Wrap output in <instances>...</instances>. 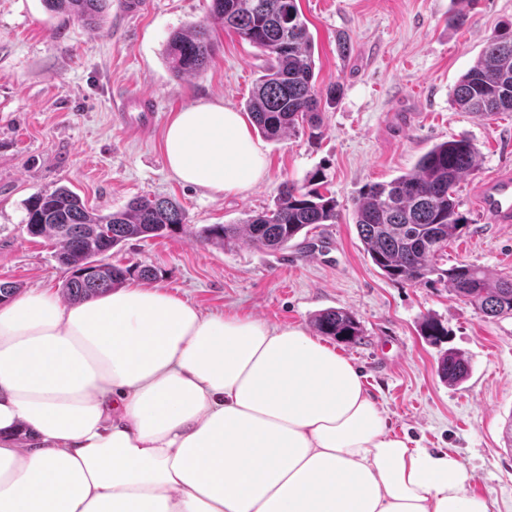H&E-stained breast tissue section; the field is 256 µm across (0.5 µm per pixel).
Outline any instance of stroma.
I'll list each match as a JSON object with an SVG mask.
<instances>
[{
    "label": "stroma",
    "instance_id": "obj_1",
    "mask_svg": "<svg viewBox=\"0 0 512 512\" xmlns=\"http://www.w3.org/2000/svg\"><path fill=\"white\" fill-rule=\"evenodd\" d=\"M149 2L137 16L112 7L90 30L49 11L44 0H0V283L58 295L70 276L52 241L26 230L24 203L34 194L65 185L103 215L137 197L165 196L181 204L189 224H231L263 211L283 181L300 184L322 169L339 218L314 226L307 246L228 251L176 233L128 240L105 259L154 267L158 287L206 313L307 329L321 310L353 312L360 343H325L351 360L392 429L420 447L453 451L491 512H512V447L503 435L512 416V316L484 319L444 286L388 279L364 253L354 219L365 185L390 181L435 144L467 136L480 163L457 187L469 223L444 263L512 273V224L486 223L477 206L482 182L512 170V112L477 116L450 103L488 37L512 24V0H298L314 40L321 133L264 141L263 182L224 196L170 175L164 124L200 101L244 111L262 61L254 47L219 30L206 70L175 77L167 39L209 16L212 2ZM461 9L466 24L449 26ZM130 90L157 104L160 122L149 131L112 119L114 95ZM426 317L447 329L441 342L421 336ZM449 350L470 363L467 380L456 386L437 374Z\"/></svg>",
    "mask_w": 512,
    "mask_h": 512
}]
</instances>
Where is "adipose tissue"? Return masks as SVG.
<instances>
[{
    "label": "adipose tissue",
    "instance_id": "obj_1",
    "mask_svg": "<svg viewBox=\"0 0 512 512\" xmlns=\"http://www.w3.org/2000/svg\"><path fill=\"white\" fill-rule=\"evenodd\" d=\"M162 150L214 194L266 175L248 118L220 102L173 113ZM473 479L395 434L302 327L147 286L0 307V512H490Z\"/></svg>",
    "mask_w": 512,
    "mask_h": 512
}]
</instances>
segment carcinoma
<instances>
[{
    "label": "carcinoma",
    "instance_id": "carcinoma-1",
    "mask_svg": "<svg viewBox=\"0 0 512 512\" xmlns=\"http://www.w3.org/2000/svg\"><path fill=\"white\" fill-rule=\"evenodd\" d=\"M48 8L86 27L104 20L112 0H45ZM298 0H212L210 17L172 34L166 46L169 69L178 77L201 74L215 51L211 29L231 30L258 50L264 60L261 76L252 89L247 110L258 131L279 141L306 125L320 128V100L315 89L312 37L297 5ZM451 104L462 112H512V27L490 39L473 65L460 77ZM478 169V150L462 136L434 145L414 169L386 183L366 187L354 202L355 224L364 251L391 280L410 285L442 284L483 318L512 315V276L493 277L466 263L443 267L448 242L458 238L469 223L459 211L455 188ZM325 175L311 173L305 184L285 182L273 207L247 216L237 224L189 227L176 201L141 198L107 215L88 210L80 196L66 187L37 193L25 202L26 228L34 237L56 242L57 261L71 271L62 287L64 297L78 303L121 287L137 278L150 282L157 272L148 266L110 265L106 274L90 279L85 266L132 238H164L187 231L204 242L232 249L241 242L276 252L313 224H334L339 214L336 199L321 192ZM82 228L73 234L69 226ZM315 331L346 343H357L362 327L346 309L326 310L313 320ZM421 335L438 343L448 334L426 318ZM440 378L458 385L469 376V363L447 352L438 364Z\"/></svg>",
    "mask_w": 512,
    "mask_h": 512
}]
</instances>
